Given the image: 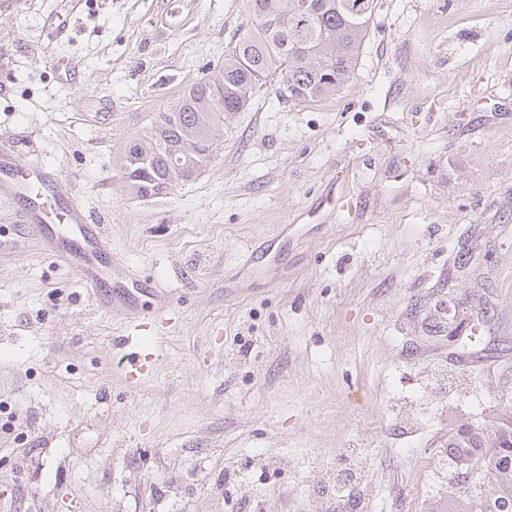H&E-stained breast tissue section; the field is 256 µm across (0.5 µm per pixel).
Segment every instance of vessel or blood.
<instances>
[{
	"label": "vessel or blood",
	"mask_w": 512,
	"mask_h": 512,
	"mask_svg": "<svg viewBox=\"0 0 512 512\" xmlns=\"http://www.w3.org/2000/svg\"><path fill=\"white\" fill-rule=\"evenodd\" d=\"M0 197L25 203L19 234L36 240L52 258L73 263L91 294L107 291L113 300L126 302L144 291L142 282L119 280L120 263L107 249L104 226L71 199L69 188L55 185L52 173L41 164L19 169L5 141L0 143Z\"/></svg>",
	"instance_id": "1"
}]
</instances>
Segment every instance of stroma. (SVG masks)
<instances>
[{
  "instance_id": "obj_1",
  "label": "stroma",
  "mask_w": 512,
  "mask_h": 512,
  "mask_svg": "<svg viewBox=\"0 0 512 512\" xmlns=\"http://www.w3.org/2000/svg\"><path fill=\"white\" fill-rule=\"evenodd\" d=\"M243 22L0 0V140L155 285L102 308L0 198V512H429L458 492L449 430L512 418V0H375L340 92L264 87L198 177L130 196L126 140Z\"/></svg>"
}]
</instances>
